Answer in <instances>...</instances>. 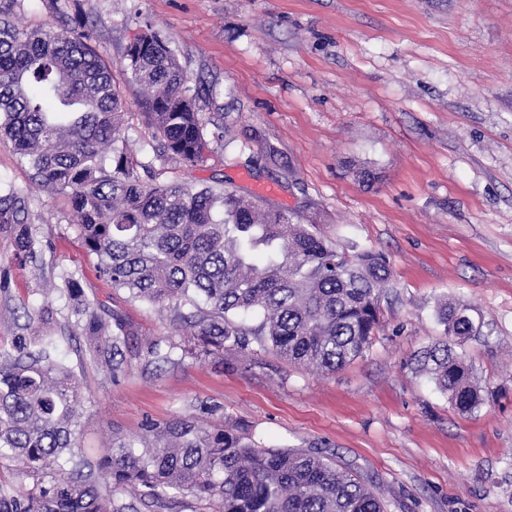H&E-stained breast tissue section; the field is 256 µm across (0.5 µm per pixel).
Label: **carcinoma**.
Masks as SVG:
<instances>
[{
	"label": "carcinoma",
	"instance_id": "obj_1",
	"mask_svg": "<svg viewBox=\"0 0 512 512\" xmlns=\"http://www.w3.org/2000/svg\"><path fill=\"white\" fill-rule=\"evenodd\" d=\"M0 0V139L31 177L69 197L80 236L112 288L170 312L181 342H152V363L224 360L252 344L294 366L334 372L363 354L380 324L390 278L371 250L349 257L287 210L233 191L182 183L146 185L123 136L125 105L112 64L87 38L20 28ZM121 72L146 92L148 123L162 156L186 167L205 161L208 143L196 95L174 50L147 30L126 52ZM12 229L13 256L34 262L40 243L16 193L0 194V226ZM85 352L117 379L131 329L121 315L88 300L76 273L63 276ZM463 303L439 304L445 342L414 355L450 403L468 413L481 403L454 345L475 323ZM255 315L256 324L240 319ZM0 348V460L17 482L0 485V512H138L137 504L189 495L212 512H383L374 492L336 464L299 450L264 448L196 414L151 423L140 437L112 441L99 458L78 443L82 386L61 355V336L33 324L53 321L43 305Z\"/></svg>",
	"mask_w": 512,
	"mask_h": 512
}]
</instances>
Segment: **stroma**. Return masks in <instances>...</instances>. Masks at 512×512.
Listing matches in <instances>:
<instances>
[{"label": "stroma", "instance_id": "stroma-1", "mask_svg": "<svg viewBox=\"0 0 512 512\" xmlns=\"http://www.w3.org/2000/svg\"><path fill=\"white\" fill-rule=\"evenodd\" d=\"M14 12L27 29L88 21L117 70L144 28L169 42L199 95L207 158L189 169L160 156L143 90L121 79L143 182H225L390 265L378 332L336 372L269 349L155 367L149 342L179 335L169 311L112 288L68 198L36 186L0 139V190L24 199L42 245L18 264L0 228V348L45 303L64 334L69 271L133 331L116 379L82 344L62 345L83 383V447L216 404L259 446L316 452L360 476L385 512H512V0H18ZM447 299L483 318L456 347L483 397L471 413L410 367L441 339L435 308Z\"/></svg>", "mask_w": 512, "mask_h": 512}]
</instances>
